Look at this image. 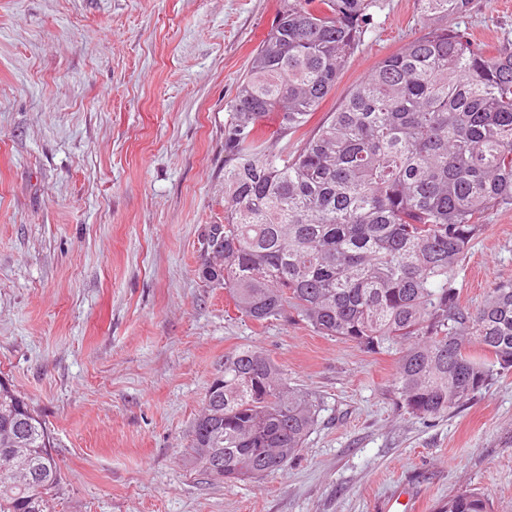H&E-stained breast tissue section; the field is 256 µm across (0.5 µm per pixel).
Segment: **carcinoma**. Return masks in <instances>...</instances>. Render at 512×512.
Segmentation results:
<instances>
[{
	"label": "carcinoma",
	"mask_w": 512,
	"mask_h": 512,
	"mask_svg": "<svg viewBox=\"0 0 512 512\" xmlns=\"http://www.w3.org/2000/svg\"><path fill=\"white\" fill-rule=\"evenodd\" d=\"M422 33L381 59L298 148L364 42L383 0H280L224 125V223L210 226L205 281L257 321L397 355L392 386L416 418L468 403L512 370V283L461 303L456 270L512 206V43L489 51L448 27L474 0H416ZM274 116L276 136L265 134ZM319 404L268 355L239 348L208 388L190 457L217 482L294 459ZM0 512H52L60 466L43 421L0 378ZM439 512H492L460 491Z\"/></svg>",
	"instance_id": "cac0c4a2"
}]
</instances>
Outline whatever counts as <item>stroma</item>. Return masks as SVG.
<instances>
[{
	"mask_svg": "<svg viewBox=\"0 0 512 512\" xmlns=\"http://www.w3.org/2000/svg\"><path fill=\"white\" fill-rule=\"evenodd\" d=\"M279 0H0V377L45 421L55 512H436L461 490L512 512V372L427 420L392 393L395 355L303 323L256 322L205 282L224 221V125ZM332 111L420 35L384 0ZM512 40V0L459 20ZM459 269L470 306L512 282V207ZM253 347L320 403L300 454L217 483L186 445L224 356Z\"/></svg>",
	"mask_w": 512,
	"mask_h": 512,
	"instance_id": "stroma-1",
	"label": "stroma"
}]
</instances>
